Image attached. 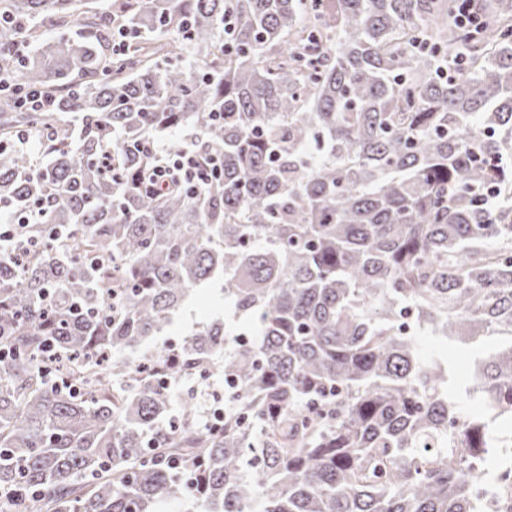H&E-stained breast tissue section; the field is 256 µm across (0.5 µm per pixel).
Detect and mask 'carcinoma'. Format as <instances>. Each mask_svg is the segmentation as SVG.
I'll list each match as a JSON object with an SVG mask.
<instances>
[{
  "label": "carcinoma",
  "mask_w": 512,
  "mask_h": 512,
  "mask_svg": "<svg viewBox=\"0 0 512 512\" xmlns=\"http://www.w3.org/2000/svg\"><path fill=\"white\" fill-rule=\"evenodd\" d=\"M462 8L0 0V207L21 222L0 250V512H154L188 482L203 512H473L486 417L512 436V0ZM30 89L53 110L16 106ZM183 127L220 175L138 186L162 162L143 143ZM219 277L255 342L226 347L215 318L176 360H112ZM409 305L444 342L502 337L459 433ZM206 374L230 382L224 422L176 427L170 387Z\"/></svg>",
  "instance_id": "obj_1"
}]
</instances>
